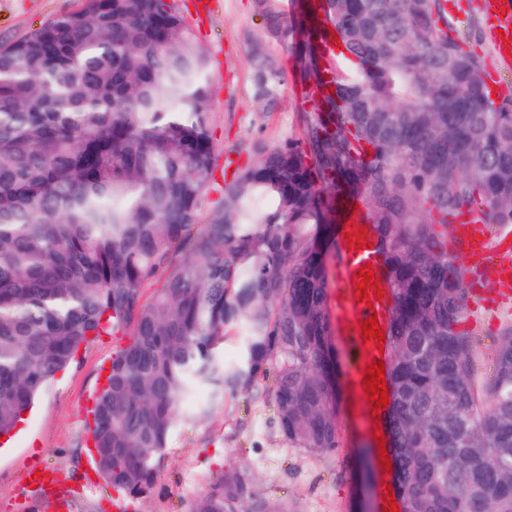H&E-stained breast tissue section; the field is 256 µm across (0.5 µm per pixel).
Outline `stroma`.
<instances>
[{"label":"stroma","mask_w":512,"mask_h":512,"mask_svg":"<svg viewBox=\"0 0 512 512\" xmlns=\"http://www.w3.org/2000/svg\"><path fill=\"white\" fill-rule=\"evenodd\" d=\"M208 54L211 84L210 121L218 160L245 165L251 146H274L300 137L309 103L294 94L291 53L268 39L253 0H173ZM448 24L465 50L478 56L486 71L496 74L498 92L512 94V71H496L474 0H446ZM82 0H0V46L14 42L50 19L80 8ZM264 44L284 73L279 105L260 111L249 95L251 48ZM491 291L470 296L474 379L483 384L501 336L512 330V312L492 319ZM127 337L102 336L83 346L72 362L41 392L13 437L0 447V512H57L65 499L67 512H113V500H123L129 512H189L192 503L222 476L245 477L249 493L288 512H358L362 492L361 449L374 437L347 413L338 422L341 446L333 453H310L287 445L272 428L270 413L252 395H240L221 406L208 387H198L186 408L209 406L198 422L177 421L165 460L153 488L142 497H119L94 474L89 409L115 351ZM41 466L56 479L44 491L32 492L28 473Z\"/></svg>","instance_id":"obj_1"}]
</instances>
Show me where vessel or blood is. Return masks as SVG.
Returning a JSON list of instances; mask_svg holds the SVG:
<instances>
[{"mask_svg": "<svg viewBox=\"0 0 512 512\" xmlns=\"http://www.w3.org/2000/svg\"><path fill=\"white\" fill-rule=\"evenodd\" d=\"M478 7L487 18L489 34L494 48L497 66L512 69V0H478ZM363 231L369 246L356 249L339 244L336 254V314L333 318L336 338L345 355L349 369V387L353 394L361 396L359 417L370 430L384 429L385 414H374L363 387L366 365L387 360V352L377 343L365 342L360 323L376 317L380 330H387L393 307L388 284L385 258L376 248V232L371 229L363 208L353 202L340 201L336 209L337 233ZM453 239L461 247L466 282L481 281L496 289L501 298L512 296V239L506 233L496 232L485 224L479 211H467L453 224ZM371 267L380 283L381 296L372 303L356 300L355 288L358 273L363 267Z\"/></svg>", "mask_w": 512, "mask_h": 512, "instance_id": "1", "label": "vessel or blood"}]
</instances>
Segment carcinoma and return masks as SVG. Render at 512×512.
I'll use <instances>...</instances> for the list:
<instances>
[{
  "instance_id": "obj_1",
  "label": "carcinoma",
  "mask_w": 512,
  "mask_h": 512,
  "mask_svg": "<svg viewBox=\"0 0 512 512\" xmlns=\"http://www.w3.org/2000/svg\"><path fill=\"white\" fill-rule=\"evenodd\" d=\"M268 35L321 82L317 28L256 0ZM342 44L303 139L255 146L217 182L210 62L173 0H82L0 47V435L101 336L113 356L88 431L96 470L152 489L182 404L253 394L292 446L341 444L323 260L333 202L359 197L387 257L396 493L403 512H512V331L488 383L461 329L468 293L440 248L476 207L512 224V97L448 28L441 0H323ZM262 110L283 71L251 49ZM218 199H211V195ZM243 326L241 360L224 340ZM190 512H268L238 475Z\"/></svg>"
}]
</instances>
